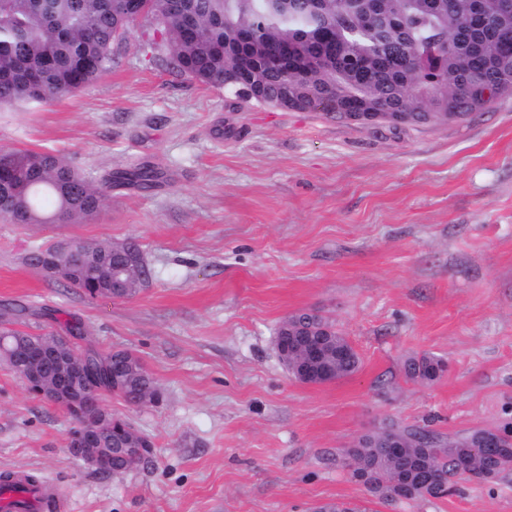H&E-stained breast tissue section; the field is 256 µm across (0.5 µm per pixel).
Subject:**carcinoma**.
Listing matches in <instances>:
<instances>
[{
	"instance_id": "obj_1",
	"label": "carcinoma",
	"mask_w": 512,
	"mask_h": 512,
	"mask_svg": "<svg viewBox=\"0 0 512 512\" xmlns=\"http://www.w3.org/2000/svg\"><path fill=\"white\" fill-rule=\"evenodd\" d=\"M141 21L139 47L172 49L171 65L199 83L224 85L251 102H278L301 112H398L409 123L445 120L487 107L489 92L512 93V0H0V107L48 104L93 85L112 68L113 48ZM149 190V165L118 175ZM102 188L52 151L0 150V216L14 224H82L104 206ZM65 247L37 246L29 264L95 297L127 299L146 282L134 242L120 255L107 243H86L65 272L54 259ZM288 341V373L323 384L356 373L361 358L333 322L300 312L278 328ZM27 334L3 330L17 351ZM321 341V356L301 346ZM86 383L142 404L159 398L154 379L128 351L94 349ZM444 358L425 353L404 363L413 383L444 374ZM128 421L114 419L115 460L128 470L145 459L130 455ZM336 464L385 506L441 499L459 480L492 483L512 470V419L494 428L445 434L391 422ZM38 489L30 475L0 473V488Z\"/></svg>"
}]
</instances>
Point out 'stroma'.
<instances>
[{
  "label": "stroma",
  "mask_w": 512,
  "mask_h": 512,
  "mask_svg": "<svg viewBox=\"0 0 512 512\" xmlns=\"http://www.w3.org/2000/svg\"><path fill=\"white\" fill-rule=\"evenodd\" d=\"M131 34L109 72L47 105L0 108V148L51 150L93 179L137 163L153 190L105 187L82 224L0 218V312L11 328L136 354L160 390L106 411L153 443L121 475L72 458L67 413L0 362V470L26 471L65 512H312L366 504L330 454L384 423L447 434L512 416V95L462 120L360 126L248 106L174 73ZM137 242L151 276L132 298H90L30 266L58 241ZM321 310L359 371L307 386L274 345L285 317ZM447 358L430 385L407 357ZM375 512H512V472Z\"/></svg>",
  "instance_id": "35a3bbf8"
}]
</instances>
